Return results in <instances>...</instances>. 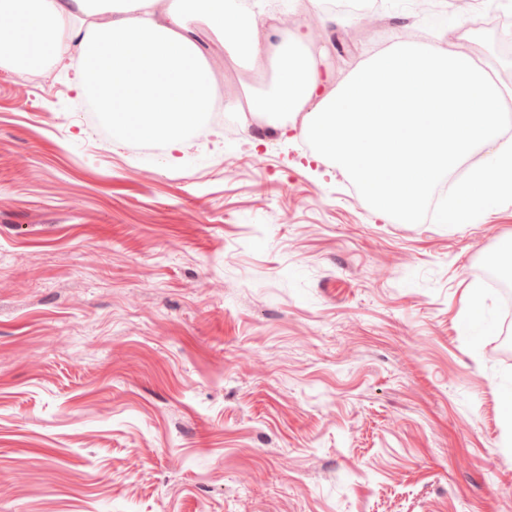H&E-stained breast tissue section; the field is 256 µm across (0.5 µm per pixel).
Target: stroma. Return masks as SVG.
Listing matches in <instances>:
<instances>
[{"label": "stroma", "instance_id": "stroma-1", "mask_svg": "<svg viewBox=\"0 0 512 512\" xmlns=\"http://www.w3.org/2000/svg\"><path fill=\"white\" fill-rule=\"evenodd\" d=\"M379 2L278 13L327 88L458 30L512 81L472 23L512 0ZM85 101L74 62L0 65V512H512V299L481 274L511 204L409 221L280 124L134 152Z\"/></svg>", "mask_w": 512, "mask_h": 512}]
</instances>
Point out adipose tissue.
Segmentation results:
<instances>
[{"label": "adipose tissue", "instance_id": "ef3b65f1", "mask_svg": "<svg viewBox=\"0 0 512 512\" xmlns=\"http://www.w3.org/2000/svg\"><path fill=\"white\" fill-rule=\"evenodd\" d=\"M0 55L15 70L78 56L81 82L113 135L135 134L178 148L220 89L188 32L208 26L225 51L245 59L254 90L251 116L300 120L301 136L347 170L364 200L412 217L433 180L488 150L453 188L458 215L477 189L512 204V139L502 138L501 106L512 88L493 81L468 54L400 41L319 94L317 65L300 31L280 25L261 39L257 15L235 0H0ZM392 100L383 112L376 101Z\"/></svg>", "mask_w": 512, "mask_h": 512}]
</instances>
